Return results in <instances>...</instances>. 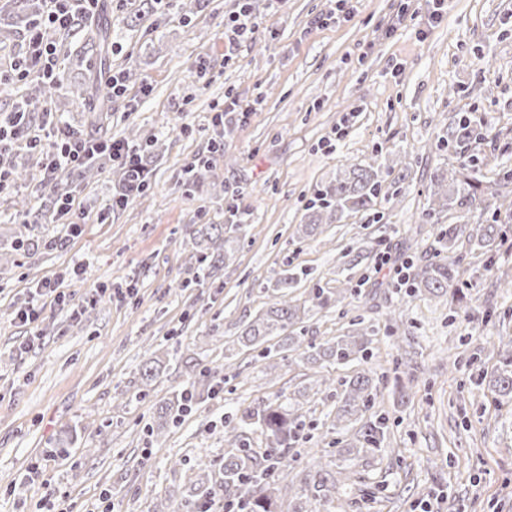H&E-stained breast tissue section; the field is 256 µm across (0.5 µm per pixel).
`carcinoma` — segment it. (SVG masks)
<instances>
[{"mask_svg":"<svg viewBox=\"0 0 512 512\" xmlns=\"http://www.w3.org/2000/svg\"><path fill=\"white\" fill-rule=\"evenodd\" d=\"M39 9L36 0H7L3 6L5 17L28 20L34 18ZM112 22L91 24L85 35L83 56L80 62L85 64L84 80L68 87V94L74 101L84 102L88 99L101 100L94 111L103 112L108 99L102 90L103 79L112 70ZM485 137L482 125L468 117L448 125L446 136L441 143L448 151L459 156L460 168L468 170L477 167L475 158L468 153L471 143ZM114 175L120 187L119 196L128 197L143 193L144 170L137 164L118 168ZM484 174L473 179L459 180L454 172H435L430 178V212L471 210L481 207L488 213L486 219L469 229L467 224H450L440 230L439 249L436 256L415 266L408 286L413 292L421 290L434 298L448 299V292L457 281L459 267L464 255L462 248L472 252L477 249L489 250L495 244H502L507 238V225L512 224V202L493 206L485 204L479 192ZM381 190L375 163L354 164L346 167L336 176L335 183L328 186L319 195L317 201L308 208L307 222L302 225L303 234L314 236L324 219L341 218L346 213L368 212L373 210L375 200ZM48 205L29 206V201L19 203V212L26 223L38 225L44 218ZM192 239L201 246L196 261L208 269H216L231 260L234 249L231 243L234 237L226 234L222 224H202L192 229ZM353 296V289L338 288L326 291L316 288L309 303L321 309L344 304ZM306 304L290 294H282L248 322L237 342L244 348L259 343H266L271 337L294 327L306 314ZM372 342L368 328H358L352 333L338 336L323 344L304 343L299 336H285L278 341L283 350L303 349L302 358L312 365H345L352 361V356L367 350ZM492 350L502 357L500 366L494 372L492 392L500 405H512V338H498V344ZM187 383L174 397L162 404L157 411V418L162 420L157 429L149 430L155 441L164 436V423L177 422L188 415L194 407L202 403V392L196 386L198 364L185 363ZM344 389L335 406L336 422H358L373 405L377 396V386L373 384L370 372L362 370L343 383ZM383 418L370 423L362 433L365 443L377 447L385 435ZM301 426L297 409L286 402L255 403L235 413L224 416V439L234 447L224 452V459L218 472L209 468L202 469L196 481L183 496L185 506L190 512L205 508L209 512H283V490L287 489L288 461L286 453L289 445L296 438ZM258 432L263 437L265 448L257 450L251 447L247 433ZM336 488V474L318 469L308 472L300 492L288 502V512H319L323 498Z\"/></svg>","mask_w":512,"mask_h":512,"instance_id":"cac0c4a2","label":"carcinoma"}]
</instances>
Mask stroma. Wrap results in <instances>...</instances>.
Masks as SVG:
<instances>
[{
  "label": "stroma",
  "mask_w": 512,
  "mask_h": 512,
  "mask_svg": "<svg viewBox=\"0 0 512 512\" xmlns=\"http://www.w3.org/2000/svg\"><path fill=\"white\" fill-rule=\"evenodd\" d=\"M138 2L100 9L119 48L112 70L135 79L98 118L77 104L57 117L102 140L152 133L143 195L113 209L111 166L86 183L75 172L64 181L47 177L33 153L19 158L27 180L0 191V512H97L107 490L116 512L183 507L193 463L228 448L225 413L298 399L323 373L334 386L300 401L306 427L288 462L351 472L325 512H512V412L496 410L483 383L496 361L476 352L512 336V295L495 286L497 275L512 276V245L467 254L459 292L445 302L396 290L389 274L432 258L441 228L458 221L453 211L426 214L430 175L459 166L435 147L450 122L480 120L485 139L473 153L491 168L512 165V0H447L434 25L428 0H349L342 13L334 0H209L189 19L172 6L128 22ZM245 2L263 25L226 51L224 24ZM82 36H58L61 84L43 97L79 77ZM228 95L258 107L219 140L214 106ZM371 160L382 183L373 211L298 234L315 194ZM68 195L107 222L74 229L52 215L31 228L15 208ZM198 224L240 227L233 261L202 281L189 234ZM383 256L388 267L376 271ZM287 270L303 299L347 275L362 284L359 299L312 310L299 330L319 343L356 319L370 330L354 367L378 384L365 413L387 422L376 453L337 454L357 432L331 416L352 367L323 371L294 351L266 359L232 343L242 321L275 300ZM48 278L64 280L73 301L42 303L33 343L14 315ZM131 286L136 295L122 298ZM165 355L167 369L142 387L141 366ZM186 359L209 369L200 380L209 396L158 448L148 429L182 385Z\"/></svg>",
  "instance_id": "obj_1"
}]
</instances>
